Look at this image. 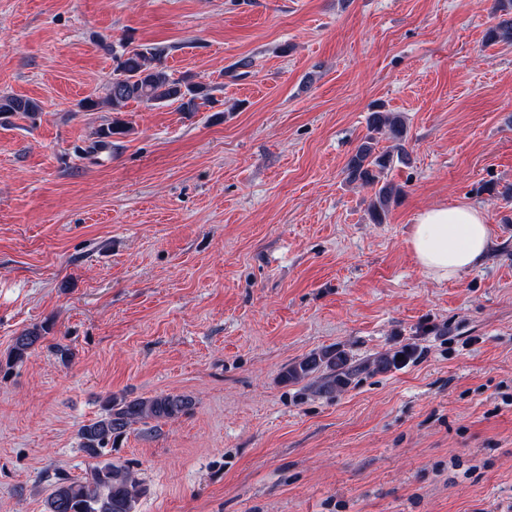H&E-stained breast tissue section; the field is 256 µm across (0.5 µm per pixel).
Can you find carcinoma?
<instances>
[{
	"label": "carcinoma",
	"instance_id": "1",
	"mask_svg": "<svg viewBox=\"0 0 512 512\" xmlns=\"http://www.w3.org/2000/svg\"><path fill=\"white\" fill-rule=\"evenodd\" d=\"M485 43L512 44V18L490 25ZM166 55L163 47L138 46L113 56L115 66L105 98L88 97L82 101L81 108L94 112L106 103L112 106L113 111L119 112L128 102L135 101L147 106L176 103L182 112H196L203 105L215 104L205 84L188 75L173 78L164 65ZM39 111L40 104L31 98L0 96V114L33 115ZM369 127L395 142L398 153L376 151V138L369 136L350 156L344 171L348 182L374 189L370 215L374 223L381 224L390 202L400 194V188L387 180V173L395 162L405 160L407 129L400 115L379 110L371 113ZM126 132L125 124L114 120L96 131L92 149L106 148L112 145V136ZM44 339L42 328L22 331L13 339L10 358L16 362L23 361ZM355 371L345 352L331 348L292 364L284 377L298 382L319 372L321 376L316 381V392L332 394L346 385ZM193 406L192 397L184 394L167 393L135 399L110 397L102 415L78 431L80 450L88 458L96 460L95 465L80 478L65 474L55 476L53 488L45 500V512H136V504L144 488L130 468L106 459L111 452L112 441L138 422L174 420L187 414Z\"/></svg>",
	"mask_w": 512,
	"mask_h": 512
}]
</instances>
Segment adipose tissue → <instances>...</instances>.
Segmentation results:
<instances>
[{
    "label": "adipose tissue",
    "mask_w": 512,
    "mask_h": 512,
    "mask_svg": "<svg viewBox=\"0 0 512 512\" xmlns=\"http://www.w3.org/2000/svg\"><path fill=\"white\" fill-rule=\"evenodd\" d=\"M407 245L427 277L450 281L485 262L494 232L480 208L440 205L417 213Z\"/></svg>",
    "instance_id": "adipose-tissue-1"
}]
</instances>
